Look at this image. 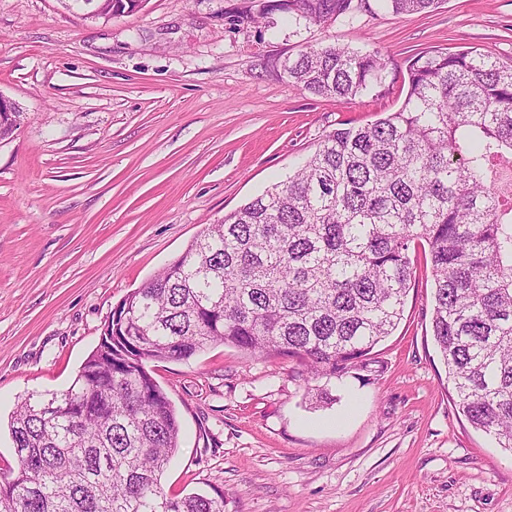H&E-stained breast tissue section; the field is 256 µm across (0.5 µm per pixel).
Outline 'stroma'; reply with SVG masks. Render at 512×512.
I'll list each match as a JSON object with an SVG mask.
<instances>
[{
	"label": "stroma",
	"mask_w": 512,
	"mask_h": 512,
	"mask_svg": "<svg viewBox=\"0 0 512 512\" xmlns=\"http://www.w3.org/2000/svg\"><path fill=\"white\" fill-rule=\"evenodd\" d=\"M244 0H145L110 19L64 0H0V420L63 392L116 305L204 225L285 181L341 124L397 111L406 61L472 49L512 62V0L429 13L239 21ZM377 50L381 93L339 103L280 64L312 46ZM403 318L368 367L311 404L302 360L214 344L150 362L180 422L161 483L224 494V512H512V453L459 412L434 343L427 249L410 251Z\"/></svg>",
	"instance_id": "obj_1"
}]
</instances>
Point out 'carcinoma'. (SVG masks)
<instances>
[{
    "instance_id": "cac0c4a2",
    "label": "carcinoma",
    "mask_w": 512,
    "mask_h": 512,
    "mask_svg": "<svg viewBox=\"0 0 512 512\" xmlns=\"http://www.w3.org/2000/svg\"><path fill=\"white\" fill-rule=\"evenodd\" d=\"M272 8L321 24L352 0ZM396 14L439 0H378ZM379 51L337 44L285 57L308 92L347 100L379 88ZM401 107L335 129L288 182L209 224L128 294L106 337L61 394L28 397L8 422L16 467L0 473V512H224V494L167 496L160 478L180 424L146 364L211 343L306 362L308 392L365 361L402 319L409 256L429 249L432 336L475 429L512 452V64L475 50L407 60ZM90 404L85 413L74 406Z\"/></svg>"
}]
</instances>
